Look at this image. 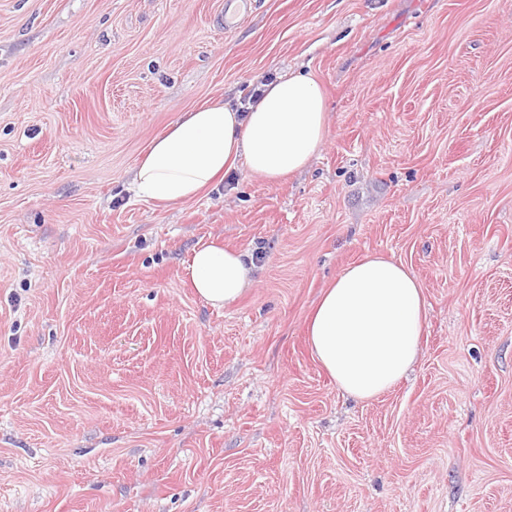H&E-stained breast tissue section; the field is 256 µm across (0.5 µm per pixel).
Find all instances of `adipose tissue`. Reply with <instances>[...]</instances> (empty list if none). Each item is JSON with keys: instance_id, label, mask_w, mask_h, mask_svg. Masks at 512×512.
I'll return each mask as SVG.
<instances>
[{"instance_id": "ef3b65f1", "label": "adipose tissue", "mask_w": 512, "mask_h": 512, "mask_svg": "<svg viewBox=\"0 0 512 512\" xmlns=\"http://www.w3.org/2000/svg\"><path fill=\"white\" fill-rule=\"evenodd\" d=\"M327 134L326 101L310 72L265 85L240 113L223 100L184 113L149 146L131 191L167 203L191 200L237 163L268 182L303 170ZM251 256L222 240L200 242L186 267L198 296L215 307L235 303L252 282ZM426 318L424 287L403 263L368 254L322 293L308 324L314 358L349 396L370 401L412 369Z\"/></svg>"}]
</instances>
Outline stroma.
I'll list each match as a JSON object with an SVG mask.
<instances>
[{
  "label": "stroma",
  "instance_id": "stroma-1",
  "mask_svg": "<svg viewBox=\"0 0 512 512\" xmlns=\"http://www.w3.org/2000/svg\"><path fill=\"white\" fill-rule=\"evenodd\" d=\"M0 0V512H512V0ZM312 72L327 135L132 199L182 112ZM250 251L235 305L185 274ZM380 253L425 288L417 364L337 390L306 320ZM185 270L196 294L222 307L235 303L249 288L254 264L248 253L211 238L196 246Z\"/></svg>",
  "mask_w": 512,
  "mask_h": 512
}]
</instances>
